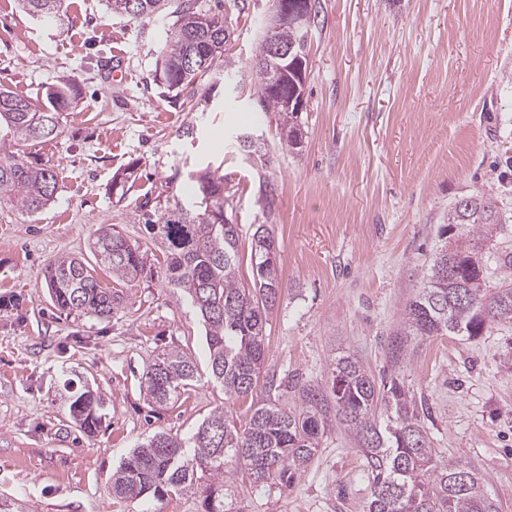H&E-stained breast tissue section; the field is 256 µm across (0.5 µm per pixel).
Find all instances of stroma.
I'll return each mask as SVG.
<instances>
[{
  "mask_svg": "<svg viewBox=\"0 0 512 512\" xmlns=\"http://www.w3.org/2000/svg\"><path fill=\"white\" fill-rule=\"evenodd\" d=\"M267 7L224 4L241 70ZM319 11L302 145L291 150L274 114L254 110L249 85L176 95L156 84L169 19L115 15L106 0H66L46 19L0 0V87L40 106L52 85L79 91L60 135L24 149L55 169L51 203L32 216L0 209V498L14 512H201L192 494L130 501L108 487L149 436L187 435L218 407L247 417L248 401L227 399L205 378L164 407L145 384L148 365L173 348L207 364L199 319L165 286L167 243L147 233L143 215L186 199L187 171L209 164L222 168L226 214L239 226L242 281L252 278L257 225L279 245L265 370L325 388L343 353L376 379L397 377L431 447L469 464L512 512V324L475 339L410 336L397 360L391 350L458 199L494 201L501 222L491 247L512 252V0H319ZM240 132L253 134L256 152L237 149ZM132 163L136 178L113 194ZM264 189L269 214L258 201ZM107 225L144 252L137 281L97 266L96 231ZM61 256L94 266L119 294L110 319L55 309L44 274ZM87 390L102 402L91 435L66 402ZM369 496L356 444L335 424L290 489L242 485L236 506L362 512Z\"/></svg>",
  "mask_w": 512,
  "mask_h": 512,
  "instance_id": "1",
  "label": "stroma"
}]
</instances>
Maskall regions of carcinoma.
Masks as SVG:
<instances>
[{"label": "carcinoma", "instance_id": "1", "mask_svg": "<svg viewBox=\"0 0 512 512\" xmlns=\"http://www.w3.org/2000/svg\"><path fill=\"white\" fill-rule=\"evenodd\" d=\"M111 11L131 19L162 12L167 0H106ZM22 9L50 17L65 0H18ZM174 22L161 50L159 80L170 91L206 82L216 69L238 73L234 58L224 49L226 14L204 10L183 0L172 11ZM267 47L258 41L251 72L255 74V108L273 112L279 126L292 118L282 111L289 87L274 84V66L265 62ZM73 87L47 93L49 106L0 89V128L7 129L13 151L0 154V204L36 214L53 199L57 178L53 169L34 166L14 149L59 134L58 111L67 105ZM194 186L190 202L175 203L157 224H147L168 243L165 280L173 296L197 312L209 352V379L230 399L253 395L265 360L268 292L281 286L279 249L265 225L252 236L251 284L239 279V228L226 222L224 176L206 166L188 173ZM471 209L448 211L441 228H465L472 243H443L424 272L423 286L407 300L403 336H468L474 338L502 323L512 322V253L502 252L496 263L502 276L487 285V270L473 256L501 223L495 204L471 194ZM95 259L112 275L133 282L145 266L140 247L120 231L101 228L95 239ZM46 284L54 306L107 319L114 310L112 289L102 286L95 268L70 257L52 261ZM200 378L195 358L180 349L158 355L148 366L145 381L155 404L163 406ZM264 400L253 401L244 425L224 409H215L189 438L158 433L133 449L112 473L110 491L121 499L163 498L192 494L202 498V512H236L226 483L246 475L251 487L268 484L290 487L312 461L329 425L323 403L336 407V421L358 444L371 480L366 512H500L498 498L489 495L474 470L447 461L431 448L418 424V414L397 378L378 385L352 355L336 358L329 393L300 387L301 407L285 409L274 394L288 391V382L266 375ZM101 403L89 392L69 397V412L80 427L93 433L101 422Z\"/></svg>", "mask_w": 512, "mask_h": 512}]
</instances>
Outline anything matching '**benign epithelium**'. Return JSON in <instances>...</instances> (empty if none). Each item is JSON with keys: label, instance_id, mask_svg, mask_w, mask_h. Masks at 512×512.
I'll return each mask as SVG.
<instances>
[{"label": "benign epithelium", "instance_id": "1", "mask_svg": "<svg viewBox=\"0 0 512 512\" xmlns=\"http://www.w3.org/2000/svg\"><path fill=\"white\" fill-rule=\"evenodd\" d=\"M271 6L263 15L259 27V37L264 39L271 54L283 60L278 72L280 77H291L295 88L307 83L310 76V57L308 49H296L286 46L278 40V33L284 27L305 29L309 13L314 8L313 0H270Z\"/></svg>", "mask_w": 512, "mask_h": 512}]
</instances>
